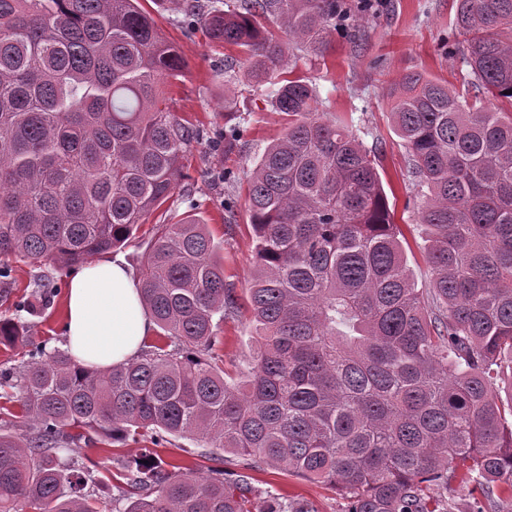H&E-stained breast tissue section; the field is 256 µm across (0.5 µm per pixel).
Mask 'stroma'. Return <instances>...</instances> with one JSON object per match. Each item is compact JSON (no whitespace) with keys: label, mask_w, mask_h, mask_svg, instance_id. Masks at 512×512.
<instances>
[{"label":"stroma","mask_w":512,"mask_h":512,"mask_svg":"<svg viewBox=\"0 0 512 512\" xmlns=\"http://www.w3.org/2000/svg\"><path fill=\"white\" fill-rule=\"evenodd\" d=\"M142 4L152 12L185 63L178 79L162 84L172 111L190 119L206 133L239 124L245 134L229 154L211 153L204 146H194L183 160L185 176L171 192L164 211L149 215L119 252L133 269H140L154 225L163 223L165 214L180 217L188 209H195L219 248L224 273L233 283L238 299L246 300L253 270L249 214L243 204L246 181L257 154L281 134L284 122L280 113L261 106L265 88L251 87L246 79L226 74L227 52L223 46L200 32L185 36L175 23V13L163 10L156 0H142ZM455 5L456 0H380L373 17L356 21L357 41L339 38L324 58L290 61L291 70L316 84L324 111L344 119L366 147L377 150L381 160L379 172L394 220L405 233L407 262L419 288L428 287L431 278L417 223L422 194L407 169L405 149L392 130L386 86L406 72L420 71L448 82L452 88L462 89L468 68L461 55H446L442 48ZM228 97L236 100V112L225 111L224 100ZM227 167L238 173L237 183L218 181V173ZM0 266L9 271L7 277L0 278V316H15V304L20 298L43 289L50 304L40 313L27 316L30 339L50 350L62 347L68 271L50 263L29 265L10 255L0 256ZM221 336L218 354L225 372L234 376L246 372L255 347L247 310L225 320ZM150 445L145 438L137 443L81 448L85 465L95 475L106 478L98 488L102 498L122 496L123 462L135 455L138 448ZM252 484L263 495L309 500L318 512H344L346 507L345 499L330 486L278 467L264 466L253 471Z\"/></svg>","instance_id":"stroma-1"}]
</instances>
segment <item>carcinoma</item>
<instances>
[{"label":"carcinoma","mask_w":512,"mask_h":512,"mask_svg":"<svg viewBox=\"0 0 512 512\" xmlns=\"http://www.w3.org/2000/svg\"><path fill=\"white\" fill-rule=\"evenodd\" d=\"M234 46L244 78L288 116L247 180L256 349L247 373L212 356L238 309L205 224L157 225L141 296L168 342L107 370L28 350L14 388L22 431L0 428V512H103L80 445L148 436L123 465L112 512H317L304 499L252 510L250 476L172 471L155 448L188 438L250 468L337 488L345 512H453L429 495L455 479L512 502V0H457L444 42L469 67L467 99L409 72L390 87L392 128L427 188L420 290L377 151L287 77L293 51L323 56L372 0H160ZM464 40H458V37ZM184 62L140 0H0V255L59 268L123 246L183 177L198 128L159 84ZM243 130L210 144L233 151ZM18 302L0 344L27 339Z\"/></svg>","instance_id":"carcinoma-1"}]
</instances>
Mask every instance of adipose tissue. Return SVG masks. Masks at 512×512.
Returning a JSON list of instances; mask_svg holds the SVG:
<instances>
[{"mask_svg": "<svg viewBox=\"0 0 512 512\" xmlns=\"http://www.w3.org/2000/svg\"><path fill=\"white\" fill-rule=\"evenodd\" d=\"M64 347L84 367L105 370L135 357L155 328L140 278L123 255L90 263L70 278Z\"/></svg>", "mask_w": 512, "mask_h": 512, "instance_id": "obj_1", "label": "adipose tissue"}]
</instances>
